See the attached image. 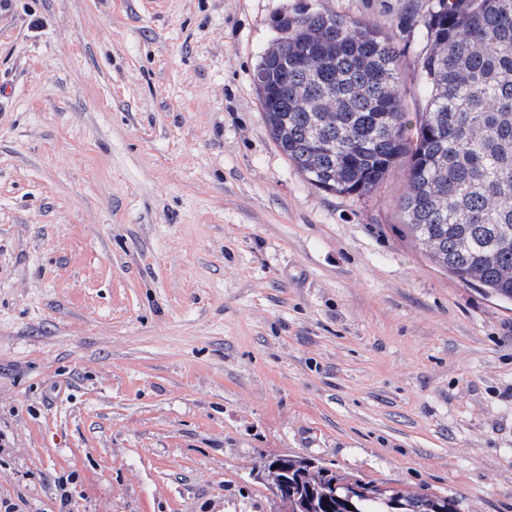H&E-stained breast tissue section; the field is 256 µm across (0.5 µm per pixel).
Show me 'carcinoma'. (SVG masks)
Returning <instances> with one entry per match:
<instances>
[{
  "label": "carcinoma",
  "instance_id": "1",
  "mask_svg": "<svg viewBox=\"0 0 512 512\" xmlns=\"http://www.w3.org/2000/svg\"><path fill=\"white\" fill-rule=\"evenodd\" d=\"M417 69L428 91L408 134L400 52L372 25L303 11L276 22L256 85L280 151L315 187L363 196L407 162L405 228L465 284L512 300V0H434ZM292 512H461L458 498L392 488L303 456Z\"/></svg>",
  "mask_w": 512,
  "mask_h": 512
}]
</instances>
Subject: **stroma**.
Masks as SVG:
<instances>
[{"instance_id":"obj_1","label":"stroma","mask_w":512,"mask_h":512,"mask_svg":"<svg viewBox=\"0 0 512 512\" xmlns=\"http://www.w3.org/2000/svg\"><path fill=\"white\" fill-rule=\"evenodd\" d=\"M432 3L0 0V501L281 512L301 455L512 512V302L421 253L404 163L318 190L255 90L281 15L334 12L416 117Z\"/></svg>"}]
</instances>
